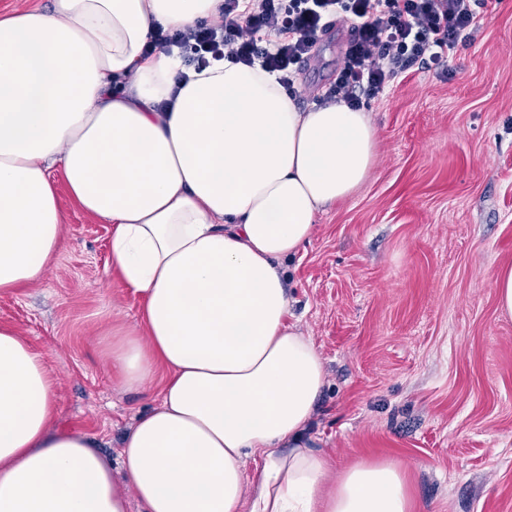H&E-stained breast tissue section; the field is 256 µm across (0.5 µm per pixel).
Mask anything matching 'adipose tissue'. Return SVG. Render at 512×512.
Wrapping results in <instances>:
<instances>
[{"label": "adipose tissue", "mask_w": 512, "mask_h": 512, "mask_svg": "<svg viewBox=\"0 0 512 512\" xmlns=\"http://www.w3.org/2000/svg\"><path fill=\"white\" fill-rule=\"evenodd\" d=\"M223 0H53L0 19V292L40 281L63 230L52 168L112 227L144 334L112 345L161 402L121 450L57 433L41 356L0 326V512H414L402 468H340L307 437L326 383L288 320L283 261L369 178L376 134L343 103L300 111L260 64L199 70L145 54Z\"/></svg>", "instance_id": "obj_1"}]
</instances>
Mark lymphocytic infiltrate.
Masks as SVG:
<instances>
[{
    "instance_id": "obj_1",
    "label": "lymphocytic infiltrate",
    "mask_w": 512,
    "mask_h": 512,
    "mask_svg": "<svg viewBox=\"0 0 512 512\" xmlns=\"http://www.w3.org/2000/svg\"><path fill=\"white\" fill-rule=\"evenodd\" d=\"M473 0H224L218 21L176 32L157 29L151 49L178 51L202 69L211 62L261 61L285 89L298 82L333 22L352 37L322 103L359 106L393 87L414 65L450 67L478 17Z\"/></svg>"
}]
</instances>
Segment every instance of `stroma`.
Returning a JSON list of instances; mask_svg holds the SVG:
<instances>
[{
  "mask_svg": "<svg viewBox=\"0 0 512 512\" xmlns=\"http://www.w3.org/2000/svg\"><path fill=\"white\" fill-rule=\"evenodd\" d=\"M454 73L414 66L366 102L377 132L369 179L317 216L286 261L291 320L319 348L327 383L309 432L338 466L391 460L416 512H512V319L493 278L512 265V0L481 14ZM344 48L327 39L293 98L316 104ZM64 227L51 270L0 293L56 384L57 429L112 464L155 375L127 391L112 338L140 331L142 302L110 259L111 225L83 211L54 171Z\"/></svg>",
  "mask_w": 512,
  "mask_h": 512,
  "instance_id": "stroma-1",
  "label": "stroma"
}]
</instances>
